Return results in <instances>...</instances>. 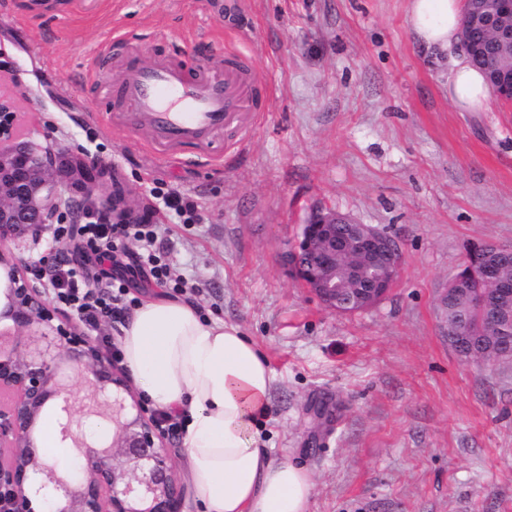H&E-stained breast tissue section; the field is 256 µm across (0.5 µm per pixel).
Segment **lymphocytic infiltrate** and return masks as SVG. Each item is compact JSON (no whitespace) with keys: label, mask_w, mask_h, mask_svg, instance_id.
<instances>
[{"label":"lymphocytic infiltrate","mask_w":512,"mask_h":512,"mask_svg":"<svg viewBox=\"0 0 512 512\" xmlns=\"http://www.w3.org/2000/svg\"><path fill=\"white\" fill-rule=\"evenodd\" d=\"M53 237L60 245L77 250L82 263L74 265L62 257L48 265H31L28 274L50 286L55 302L89 331H98L104 321H124L132 307L126 299L127 287L123 279L111 273L129 240L141 242L144 251L132 256L126 265L128 272L150 273L158 285L178 293L187 288L184 280L172 278L168 269L146 257V250L152 249L157 238L145 225L83 222L66 212L57 215Z\"/></svg>","instance_id":"f902f5d3"}]
</instances>
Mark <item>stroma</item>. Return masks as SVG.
<instances>
[{
	"label": "stroma",
	"mask_w": 512,
	"mask_h": 512,
	"mask_svg": "<svg viewBox=\"0 0 512 512\" xmlns=\"http://www.w3.org/2000/svg\"><path fill=\"white\" fill-rule=\"evenodd\" d=\"M133 53L217 76L240 55L260 76L249 134L214 161L115 130ZM447 72L413 40L407 0H0V95L42 145L101 163L153 208L183 300L266 355L262 439L311 472L310 512H512V362L460 358L438 312L470 242L512 247V104L460 111ZM319 206L399 242L374 307L336 314L285 272ZM0 248L26 265L60 251L47 225Z\"/></svg>",
	"instance_id": "35a3bbf8"
}]
</instances>
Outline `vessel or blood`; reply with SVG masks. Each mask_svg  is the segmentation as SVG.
Returning <instances> with one entry per match:
<instances>
[{
  "instance_id": "b4317fda",
  "label": "vessel or blood",
  "mask_w": 512,
  "mask_h": 512,
  "mask_svg": "<svg viewBox=\"0 0 512 512\" xmlns=\"http://www.w3.org/2000/svg\"><path fill=\"white\" fill-rule=\"evenodd\" d=\"M257 80L256 73L230 59L223 77L215 78L186 72L170 60L145 63L130 57L117 86L127 107L121 118L148 131L152 145H199L219 131L251 128L242 102Z\"/></svg>"
}]
</instances>
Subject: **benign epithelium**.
<instances>
[{
	"instance_id": "7a95c632",
	"label": "benign epithelium",
	"mask_w": 512,
	"mask_h": 512,
	"mask_svg": "<svg viewBox=\"0 0 512 512\" xmlns=\"http://www.w3.org/2000/svg\"><path fill=\"white\" fill-rule=\"evenodd\" d=\"M492 30L512 42V0H475L463 17V46L475 50L474 29ZM498 96L512 102V68L493 73ZM9 101L0 98V240L53 223L62 188L80 194V215L113 224H138L133 212L109 195L89 204L106 175L104 166L65 152L53 153L18 137L4 119ZM512 248L480 240L466 248L461 269L448 281L459 286L480 273L493 287L472 302L479 321L502 324L512 318V281L501 279L491 258ZM402 256L395 239L372 224H360L330 208L313 210L296 241L283 255L289 274L302 281L329 309L349 314L379 301L396 282ZM7 285L0 305V512H183L185 491L173 450L164 443L152 417L131 391L123 374L105 360L97 343L68 321L53 324L42 284L28 281L21 261L0 250ZM448 343L461 357L472 354L469 333L443 312ZM41 326L38 336L23 331ZM66 365L69 373L60 372ZM109 408L112 436L104 441L81 434L75 458L66 467L47 458L39 446V424L46 406L63 404L58 432L62 441L78 433L75 387Z\"/></svg>"
}]
</instances>
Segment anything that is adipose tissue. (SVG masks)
Segmentation results:
<instances>
[{
  "instance_id": "adipose-tissue-1",
  "label": "adipose tissue",
  "mask_w": 512,
  "mask_h": 512,
  "mask_svg": "<svg viewBox=\"0 0 512 512\" xmlns=\"http://www.w3.org/2000/svg\"><path fill=\"white\" fill-rule=\"evenodd\" d=\"M461 17V0H409L416 42L454 55L450 100L481 112L491 88L457 49ZM121 351L142 396L156 410L184 416L183 459L199 512H309L311 473L262 445L273 375L238 326L205 321L192 303L156 296L136 308Z\"/></svg>"
}]
</instances>
